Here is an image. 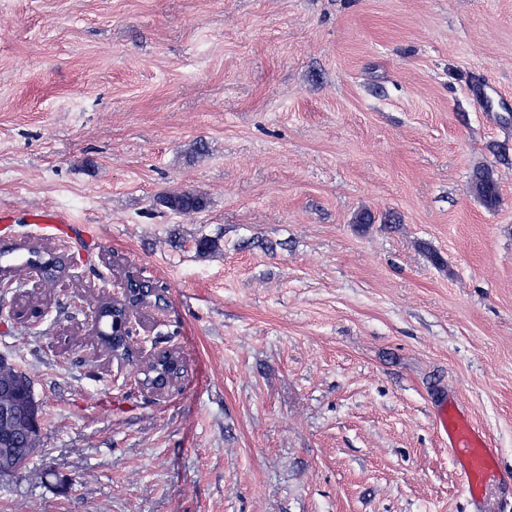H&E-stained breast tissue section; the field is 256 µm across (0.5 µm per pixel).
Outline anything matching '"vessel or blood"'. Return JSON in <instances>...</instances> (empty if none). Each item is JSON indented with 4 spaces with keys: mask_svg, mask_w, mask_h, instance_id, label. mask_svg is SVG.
Segmentation results:
<instances>
[{
    "mask_svg": "<svg viewBox=\"0 0 512 512\" xmlns=\"http://www.w3.org/2000/svg\"><path fill=\"white\" fill-rule=\"evenodd\" d=\"M437 429L448 440V456L472 505L482 506L489 492L501 489L511 472L501 462L483 431L458 408L439 404L435 413Z\"/></svg>",
    "mask_w": 512,
    "mask_h": 512,
    "instance_id": "1",
    "label": "vessel or blood"
}]
</instances>
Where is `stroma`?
Instances as JSON below:
<instances>
[{"label":"stroma","mask_w":512,"mask_h":512,"mask_svg":"<svg viewBox=\"0 0 512 512\" xmlns=\"http://www.w3.org/2000/svg\"><path fill=\"white\" fill-rule=\"evenodd\" d=\"M0 210L88 302L162 286L189 369L150 400L69 290L9 318L21 272L42 446L0 512H471L445 398L512 465V0H0ZM473 189L488 206L499 203L498 188L489 171H480L475 174ZM166 204L181 213L197 212L204 208L205 202L201 195L192 192H181L167 196Z\"/></svg>","instance_id":"stroma-1"}]
</instances>
